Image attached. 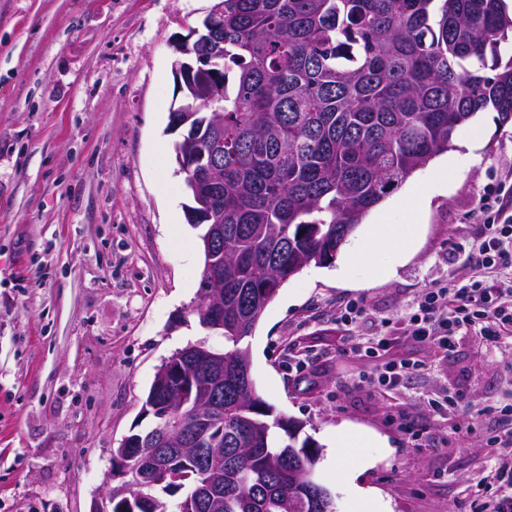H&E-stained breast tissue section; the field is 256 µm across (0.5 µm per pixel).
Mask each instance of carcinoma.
Here are the masks:
<instances>
[{
    "instance_id": "1",
    "label": "carcinoma",
    "mask_w": 512,
    "mask_h": 512,
    "mask_svg": "<svg viewBox=\"0 0 512 512\" xmlns=\"http://www.w3.org/2000/svg\"><path fill=\"white\" fill-rule=\"evenodd\" d=\"M193 50L190 105L208 101L175 156L187 169L200 230V297L224 282V389L207 423L188 415L189 448L117 498L112 512H168L158 492L183 491L176 512H294L299 478L319 449L303 424L256 393L243 341L292 276L332 263L366 214L453 146L481 112L512 120V33L505 0H222ZM213 362H186L201 397L215 390ZM147 463L113 449V468ZM212 495L196 498L202 467Z\"/></svg>"
}]
</instances>
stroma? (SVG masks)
I'll use <instances>...</instances> for the list:
<instances>
[{
	"instance_id": "35a3bbf8",
	"label": "stroma",
	"mask_w": 512,
	"mask_h": 512,
	"mask_svg": "<svg viewBox=\"0 0 512 512\" xmlns=\"http://www.w3.org/2000/svg\"><path fill=\"white\" fill-rule=\"evenodd\" d=\"M209 7L0 0V512H93L160 364L202 339L224 347L191 313L204 255L168 128L175 42ZM454 141L455 164L435 157L368 212L391 225L390 238L373 252L346 242L332 264L289 278L244 340L257 393L320 445L316 475L336 512H375L381 501L390 512H468L495 450L450 432L486 420L436 416L424 402L457 391L512 402V345L489 352L463 336L448 353L403 343L423 367L387 391L362 382L377 364L348 353L336 322L337 306L354 302L366 314L352 336L401 337L425 288L470 277L461 247L479 230V192L512 165V122L483 112ZM406 238L412 254L381 276ZM349 427L384 442L355 479L371 492L363 500L346 492ZM414 428L430 447H413Z\"/></svg>"
}]
</instances>
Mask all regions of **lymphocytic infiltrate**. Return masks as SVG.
<instances>
[{
    "label": "lymphocytic infiltrate",
    "instance_id": "f902f5d3",
    "mask_svg": "<svg viewBox=\"0 0 512 512\" xmlns=\"http://www.w3.org/2000/svg\"><path fill=\"white\" fill-rule=\"evenodd\" d=\"M504 186L484 188L474 216L481 226L464 249L474 270H497L491 279H468L449 286L425 289L409 315L405 334L418 346L455 350L463 335L479 337L486 349L512 342V207L504 205ZM356 356L379 360L374 377L378 384L396 390L420 369L417 361L403 357L388 339L350 346ZM429 409L450 414L472 409L491 417L486 441L495 448L512 449V404L474 405L460 394L428 399ZM487 477L470 491V512H512V460L487 465Z\"/></svg>",
    "mask_w": 512,
    "mask_h": 512
}]
</instances>
